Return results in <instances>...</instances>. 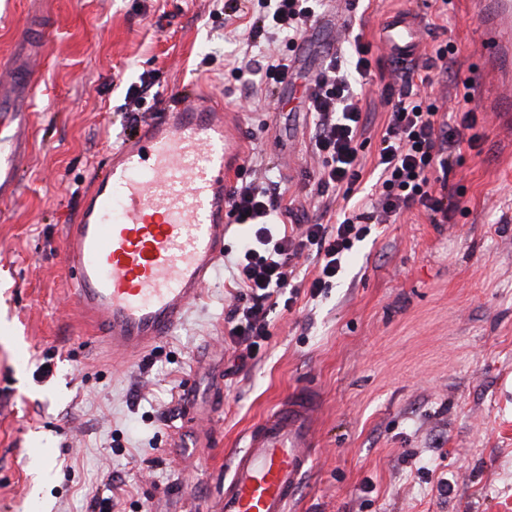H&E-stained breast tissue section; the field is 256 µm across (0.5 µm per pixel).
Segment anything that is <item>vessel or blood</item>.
<instances>
[{
	"mask_svg": "<svg viewBox=\"0 0 512 512\" xmlns=\"http://www.w3.org/2000/svg\"><path fill=\"white\" fill-rule=\"evenodd\" d=\"M485 52L476 74L512 81V0H476ZM417 24L390 18L383 32L394 58H413ZM47 27L24 25L10 61L0 62V200L17 191L36 76L25 58L46 45ZM243 163L224 129V106L193 92L156 108L113 148L107 172L66 225L61 257L82 323L113 356L132 362L182 323L213 279L228 229L230 176ZM318 395L283 398L232 460L216 512H288L318 448Z\"/></svg>",
	"mask_w": 512,
	"mask_h": 512,
	"instance_id": "vessel-or-blood-1",
	"label": "vessel or blood"
}]
</instances>
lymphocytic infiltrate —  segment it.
<instances>
[{
    "label": "lymphocytic infiltrate",
    "mask_w": 512,
    "mask_h": 512,
    "mask_svg": "<svg viewBox=\"0 0 512 512\" xmlns=\"http://www.w3.org/2000/svg\"><path fill=\"white\" fill-rule=\"evenodd\" d=\"M313 0H265L266 14L251 29L253 37L296 41L315 16ZM364 59L352 69L331 60L324 72L307 88L308 109L315 116L314 148L323 158L319 171L322 183L351 193L362 178L357 136L367 116L360 104L357 84L366 76ZM391 112L380 138L377 165L382 179L377 207L340 213L335 229L324 224H299L289 233L272 232L274 218L289 214L276 187L253 182L235 186L230 194V213L235 223L255 226L254 239L234 258L237 283L250 301L230 312L235 324L229 334L253 349L255 338L267 335L269 315L279 305H291L287 290L294 278V265L309 246L322 256L319 275L309 285L310 294L336 278L342 258L355 241L361 240L369 225L388 223L390 218L411 207L430 217L448 218L450 210L438 195L431 173L447 168L450 154L466 141L477 117L461 113L450 122L436 107L415 98L412 91H400L391 98Z\"/></svg>",
    "instance_id": "lymphocytic-infiltrate-1"
}]
</instances>
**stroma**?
Listing matches in <instances>:
<instances>
[{"mask_svg": "<svg viewBox=\"0 0 512 512\" xmlns=\"http://www.w3.org/2000/svg\"><path fill=\"white\" fill-rule=\"evenodd\" d=\"M36 6L54 36L35 63L19 196L0 203V512H214L247 433L302 387L321 396L320 448L290 512H512V116L481 108L497 87L474 76L472 0H323L297 42L251 48L256 0L233 15L224 0H0V57ZM395 13L421 21L410 72L379 39ZM358 44L371 64L363 204L378 201L386 88L448 118L475 111L478 141L448 171L451 220L415 207L371 225L318 296L300 289L271 313L246 364L227 324L239 290L220 266L149 356L113 366L79 325L60 251L131 130L128 87L147 76L160 96L191 86L222 101L240 178L286 184L297 220L332 226L343 201L319 180L304 90ZM449 45L444 71L436 53ZM270 48L286 82L239 73L244 51Z\"/></svg>", "mask_w": 512, "mask_h": 512, "instance_id": "obj_1", "label": "stroma"}]
</instances>
